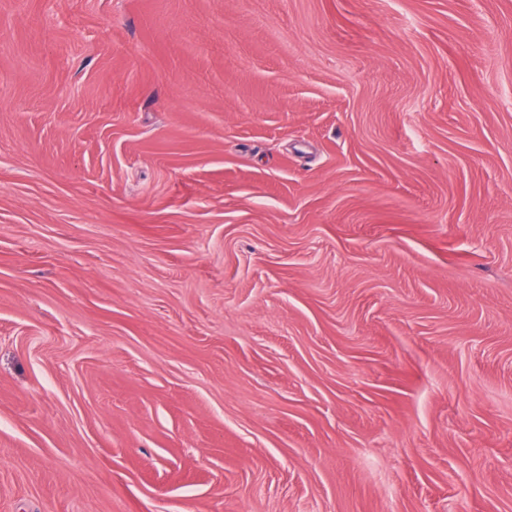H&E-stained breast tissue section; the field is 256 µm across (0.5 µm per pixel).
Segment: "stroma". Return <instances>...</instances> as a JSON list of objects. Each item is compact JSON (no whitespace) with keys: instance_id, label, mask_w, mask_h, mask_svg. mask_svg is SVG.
<instances>
[{"instance_id":"35a3bbf8","label":"stroma","mask_w":512,"mask_h":512,"mask_svg":"<svg viewBox=\"0 0 512 512\" xmlns=\"http://www.w3.org/2000/svg\"><path fill=\"white\" fill-rule=\"evenodd\" d=\"M0 512H512V0H0Z\"/></svg>"}]
</instances>
